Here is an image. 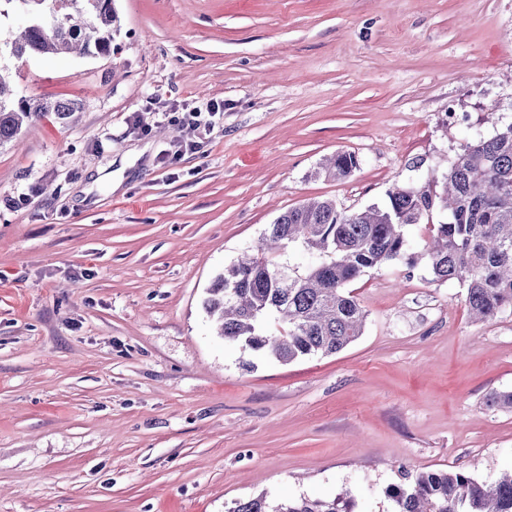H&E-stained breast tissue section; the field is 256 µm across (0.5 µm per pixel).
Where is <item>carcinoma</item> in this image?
I'll return each mask as SVG.
<instances>
[{
  "label": "carcinoma",
  "instance_id": "carcinoma-1",
  "mask_svg": "<svg viewBox=\"0 0 512 512\" xmlns=\"http://www.w3.org/2000/svg\"><path fill=\"white\" fill-rule=\"evenodd\" d=\"M23 3L25 26L10 42L18 59L77 52L109 57L119 30L114 0H0V17ZM75 103L15 97L9 68L0 66V144L46 112L65 119ZM360 159L340 152L316 172L345 179ZM445 220L428 223L434 213ZM425 224L429 238L412 251L407 227ZM301 247L314 257L304 268L276 257ZM399 262L424 265L438 282L465 289L471 318L486 322L512 310V123L465 146L441 177L395 187L386 202L346 213L331 199L309 200L280 215L255 254L224 267L203 301L217 334L282 364L334 354L362 335L365 312L352 283ZM385 494L392 512H512V471L496 482L463 470H403ZM228 512H353L348 492L332 499L267 496L233 502Z\"/></svg>",
  "mask_w": 512,
  "mask_h": 512
}]
</instances>
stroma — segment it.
<instances>
[{
  "label": "stroma",
  "instance_id": "35a3bbf8",
  "mask_svg": "<svg viewBox=\"0 0 512 512\" xmlns=\"http://www.w3.org/2000/svg\"><path fill=\"white\" fill-rule=\"evenodd\" d=\"M114 6L111 56L0 53L20 96L78 107L0 145V512L345 489L390 512L401 471L512 470V412L485 399L512 391V313L472 322L462 286L374 269L353 286L362 335L287 365L224 341L202 305L288 209L383 204L512 123V0ZM209 101L213 132L165 165L194 137L171 115ZM342 151L360 168L317 176Z\"/></svg>",
  "mask_w": 512,
  "mask_h": 512
}]
</instances>
